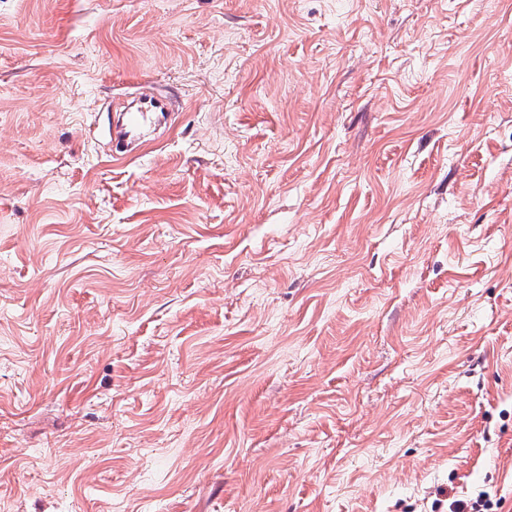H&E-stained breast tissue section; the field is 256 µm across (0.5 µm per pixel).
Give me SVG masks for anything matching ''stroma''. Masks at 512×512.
Segmentation results:
<instances>
[{"label": "stroma", "mask_w": 512, "mask_h": 512, "mask_svg": "<svg viewBox=\"0 0 512 512\" xmlns=\"http://www.w3.org/2000/svg\"><path fill=\"white\" fill-rule=\"evenodd\" d=\"M181 96L134 158L112 101ZM512 512V0H0V512Z\"/></svg>", "instance_id": "stroma-1"}]
</instances>
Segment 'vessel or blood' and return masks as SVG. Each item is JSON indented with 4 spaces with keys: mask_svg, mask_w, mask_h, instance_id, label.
<instances>
[{
    "mask_svg": "<svg viewBox=\"0 0 512 512\" xmlns=\"http://www.w3.org/2000/svg\"><path fill=\"white\" fill-rule=\"evenodd\" d=\"M179 99L161 93H139L129 111L120 113L112 124L111 154L125 158L138 154L149 142L152 132L175 123Z\"/></svg>",
    "mask_w": 512,
    "mask_h": 512,
    "instance_id": "obj_1",
    "label": "vessel or blood"
}]
</instances>
